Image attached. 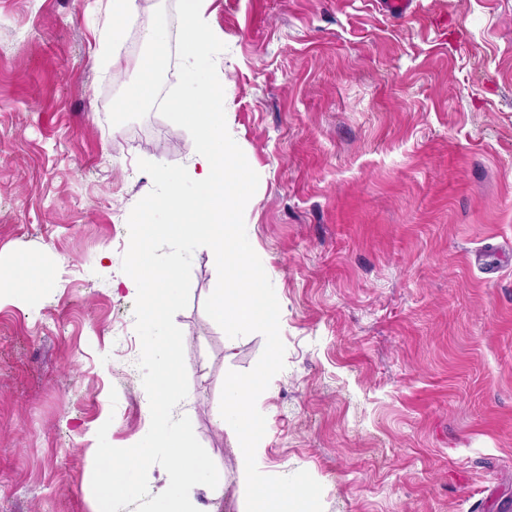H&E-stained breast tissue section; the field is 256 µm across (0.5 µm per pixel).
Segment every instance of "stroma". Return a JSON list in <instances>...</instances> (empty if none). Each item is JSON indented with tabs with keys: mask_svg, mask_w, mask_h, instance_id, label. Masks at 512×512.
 <instances>
[{
	"mask_svg": "<svg viewBox=\"0 0 512 512\" xmlns=\"http://www.w3.org/2000/svg\"><path fill=\"white\" fill-rule=\"evenodd\" d=\"M135 0H0V267L52 287L0 293V512H92L96 432L149 430L136 290L113 291L157 112L115 126L146 43ZM228 130L259 176L249 242L280 304L285 368L257 406L267 475L308 471L324 512H512V0H210ZM192 257L183 333L195 435L224 477L198 512H245L228 371L265 338L223 330ZM117 400H110V392Z\"/></svg>",
	"mask_w": 512,
	"mask_h": 512,
	"instance_id": "35a3bbf8",
	"label": "stroma"
}]
</instances>
